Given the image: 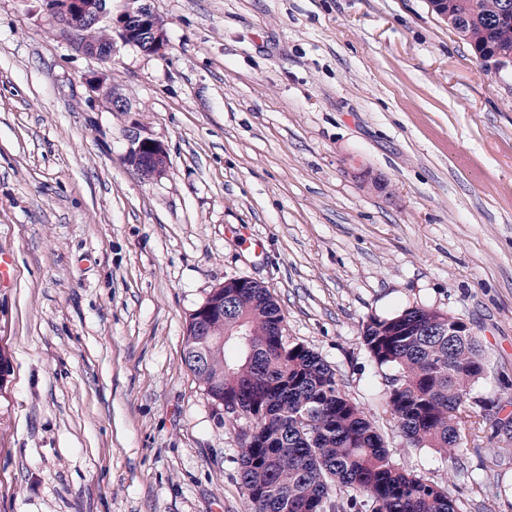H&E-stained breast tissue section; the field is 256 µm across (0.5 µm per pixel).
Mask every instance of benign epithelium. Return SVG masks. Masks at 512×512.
I'll return each instance as SVG.
<instances>
[{
	"label": "benign epithelium",
	"mask_w": 512,
	"mask_h": 512,
	"mask_svg": "<svg viewBox=\"0 0 512 512\" xmlns=\"http://www.w3.org/2000/svg\"><path fill=\"white\" fill-rule=\"evenodd\" d=\"M45 8L52 18L65 15L79 27L106 25L123 44L147 54L158 55L168 48L166 32L156 25V14L150 0H122L118 10L113 8L112 0H47ZM76 46L83 54L103 62L110 60L114 51L112 42L85 40L76 42ZM84 83L89 93L106 101L111 108L121 112L131 111L129 103L107 86L104 73L93 71L85 75ZM125 160L147 179L163 175L168 168V156L163 144L148 134L136 133L130 138Z\"/></svg>",
	"instance_id": "benign-epithelium-1"
}]
</instances>
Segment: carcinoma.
<instances>
[{
    "label": "carcinoma",
    "instance_id": "1",
    "mask_svg": "<svg viewBox=\"0 0 512 512\" xmlns=\"http://www.w3.org/2000/svg\"><path fill=\"white\" fill-rule=\"evenodd\" d=\"M512 0H440L476 54H512ZM224 313L207 335L187 323L184 362L217 405L251 421L240 431L239 480L252 512H459L450 489L396 466L375 423L343 392L335 371L285 335V317L257 282L216 288ZM456 317L411 306L373 317L363 343L385 376L395 429L412 448H457L477 437L483 378L480 339L451 336Z\"/></svg>",
    "mask_w": 512,
    "mask_h": 512
}]
</instances>
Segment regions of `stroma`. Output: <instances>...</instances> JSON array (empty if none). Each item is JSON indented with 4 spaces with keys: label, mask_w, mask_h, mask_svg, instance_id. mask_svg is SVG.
<instances>
[{
    "label": "stroma",
    "mask_w": 512,
    "mask_h": 512,
    "mask_svg": "<svg viewBox=\"0 0 512 512\" xmlns=\"http://www.w3.org/2000/svg\"><path fill=\"white\" fill-rule=\"evenodd\" d=\"M168 49L80 53L0 0V512H249L238 433L183 361L225 280L463 512H512V75L429 0H151ZM105 72L131 109L83 78ZM169 169L143 180L133 133ZM425 305L479 336L500 406L453 454L393 427L363 323ZM84 83L88 89V92L93 96L106 101L110 108L119 110L121 112L130 111L129 103L122 97L116 95L111 87L107 86L106 76L104 73L99 71H93L85 75ZM125 160L147 179L163 175L168 168V156L163 144L149 134L135 133L130 138Z\"/></svg>",
    "instance_id": "1"
}]
</instances>
